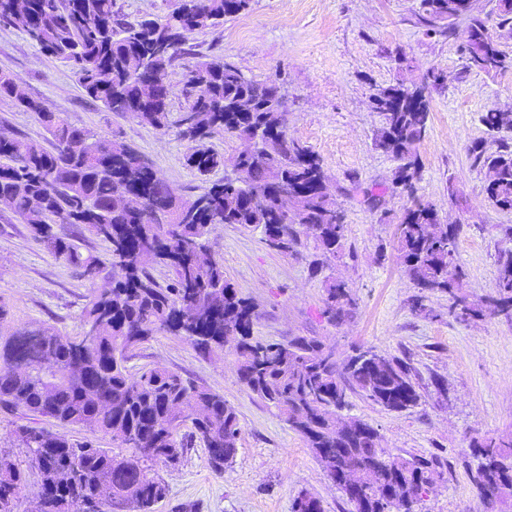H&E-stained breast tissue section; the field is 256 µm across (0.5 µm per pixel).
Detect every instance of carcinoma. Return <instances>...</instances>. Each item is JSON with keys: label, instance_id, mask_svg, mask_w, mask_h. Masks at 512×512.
I'll use <instances>...</instances> for the list:
<instances>
[{"label": "carcinoma", "instance_id": "cac0c4a2", "mask_svg": "<svg viewBox=\"0 0 512 512\" xmlns=\"http://www.w3.org/2000/svg\"><path fill=\"white\" fill-rule=\"evenodd\" d=\"M250 0H181L163 19L126 20L116 0H0V25L26 34L47 56L67 62L84 93L113 112L156 129L175 125L187 142L186 165L205 176L224 166V156L205 147L218 132L255 139L238 154V173L216 181L191 201L157 176L140 152L71 125L36 99L18 93L0 73V98L34 113L51 135L50 146L25 137L0 136V199L28 224L33 238L93 279L105 269L100 257L75 240L89 233L106 243L109 289L94 293L83 310L90 343L48 327L18 328L0 336V410L43 418L50 427L22 426L16 434L29 449V464L0 452V503L16 512L29 468L40 475L41 512H82L83 506L154 512L167 485L148 476L150 464L177 463L199 442L217 472L233 461L239 424L224 396L187 382L166 367L134 373L128 362L143 343L159 336L184 338L204 355L233 352L240 382L273 406L299 433L329 479L347 493L364 488L363 512H422L440 472L423 456L396 455L381 446L374 427L356 416L336 427V416L360 394L390 412L421 399L412 367L372 348H355L338 365L334 348L314 337L286 343L253 335L255 307L224 275L208 242L222 224L260 231L265 244L292 253L312 240L324 265L344 250L346 224L325 186L319 157L288 136L273 84L245 77L222 59L202 60L190 72L189 103L171 120L168 87L151 98L143 84L167 80L168 68L185 51L188 34L224 23L246 11ZM420 21H468L466 50L472 66L487 73L512 70V55L490 34L479 0H420ZM382 126L375 144L397 162L394 183L412 196L418 177L416 146L425 137L430 102L420 86L398 85L372 97ZM490 131L512 130V112L481 116ZM472 164L484 174L488 201L512 211V149L487 153L476 144ZM295 199L290 210L282 189ZM68 224L72 234L57 226ZM459 226L442 224L435 208L416 203L396 225L400 263L422 290H439L466 303L449 310L466 322L488 309L512 319V248L498 249L494 295L470 300L462 293ZM170 273L160 283L142 260ZM326 313L336 319L355 305L350 289L333 276L324 280ZM82 426L109 437L112 447L74 441L58 428ZM473 479L483 512H494L512 487V439L472 441ZM291 512H324L322 501L303 491Z\"/></svg>", "mask_w": 512, "mask_h": 512}]
</instances>
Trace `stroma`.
<instances>
[{"label": "stroma", "mask_w": 512, "mask_h": 512, "mask_svg": "<svg viewBox=\"0 0 512 512\" xmlns=\"http://www.w3.org/2000/svg\"><path fill=\"white\" fill-rule=\"evenodd\" d=\"M418 7L419 0H251L240 15L189 35L191 52L178 55L168 70L170 111L176 116L187 107L188 75L201 59H224L247 78L279 86L289 136L318 155L345 214L343 255L318 271L313 245L283 254L259 231L230 224L217 226L211 250L227 279L254 304L255 336H314L340 359L353 348L372 347L409 362L421 393L418 406L390 412L354 394L349 413L373 425L393 453L438 460L442 476L425 499V512H479L469 444L475 437L512 435V320L488 314L456 322L447 294L436 291L417 310L419 290L403 271L394 230L414 201L432 204L441 223L462 227L457 257L465 294L473 299L492 292L495 253L506 243L512 212L488 202L470 150L478 142L490 152L512 146V132H491L481 122L485 112L512 108V70L470 68L466 21L457 20L451 33L430 34ZM432 69L443 79L426 88L431 114L416 149L420 173L411 197L393 186L397 163L375 144L381 117L370 100L400 82L422 83ZM0 72L72 125L134 146L183 198L224 176L220 170L195 174L185 165L187 145L176 129L158 130L92 101L68 66L3 25ZM1 134L50 141L37 117L9 98L0 99ZM328 275L342 280L356 300L333 322L325 312ZM105 285L52 256L19 216L0 206V301L10 311L0 332L49 326L80 335L82 311ZM157 364L222 394L237 413L240 437L233 464L221 473L197 444L177 464H156L152 473L169 494L155 512H291L303 491L319 497L325 512H349L305 440L239 381L232 354L206 358L184 339L161 335L130 362L136 370ZM436 376L446 381L448 397L436 394Z\"/></svg>", "instance_id": "1"}]
</instances>
